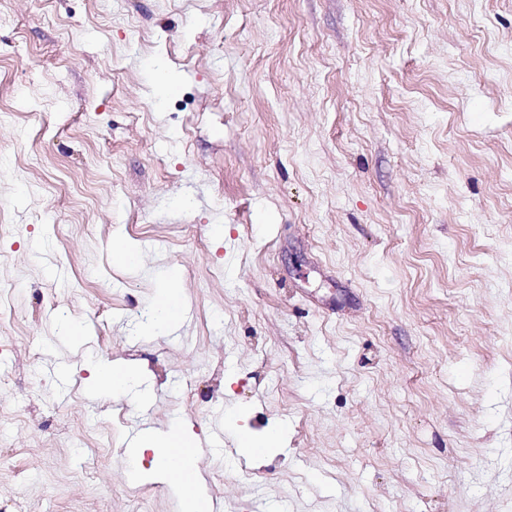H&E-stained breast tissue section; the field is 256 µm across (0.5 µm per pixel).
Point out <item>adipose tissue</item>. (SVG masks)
<instances>
[{
	"label": "adipose tissue",
	"instance_id": "1",
	"mask_svg": "<svg viewBox=\"0 0 512 512\" xmlns=\"http://www.w3.org/2000/svg\"><path fill=\"white\" fill-rule=\"evenodd\" d=\"M130 455L139 480L165 484L178 496L183 512H201L207 495L199 481L194 442L182 423L142 435Z\"/></svg>",
	"mask_w": 512,
	"mask_h": 512
}]
</instances>
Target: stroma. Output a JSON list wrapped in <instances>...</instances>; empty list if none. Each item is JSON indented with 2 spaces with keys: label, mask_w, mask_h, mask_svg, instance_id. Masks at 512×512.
<instances>
[{
  "label": "stroma",
  "mask_w": 512,
  "mask_h": 512,
  "mask_svg": "<svg viewBox=\"0 0 512 512\" xmlns=\"http://www.w3.org/2000/svg\"><path fill=\"white\" fill-rule=\"evenodd\" d=\"M0 14V512H181L175 421L217 512H512V0ZM176 278L172 277L166 292L161 294L153 305V319L158 327L172 325L178 320L176 309L180 305ZM138 383L136 371L127 363L99 364L89 381V389L98 391L103 385L112 389L113 393L127 394ZM171 445L188 450L169 453L166 448ZM195 447L181 422H173L156 434H144L130 448L131 458L137 461L134 474L141 481L168 486L178 496L182 504L181 511L200 512L207 501V495L199 481ZM148 452L151 453L150 463L148 467H144L140 461ZM182 477H188L189 481L183 482ZM274 443L280 445L286 444V435L282 430L278 431L272 437L267 438L263 443L254 440L248 432H241L240 435V447L242 452L252 458L262 455L265 448H269L271 445H274Z\"/></svg>",
  "instance_id": "1"
}]
</instances>
